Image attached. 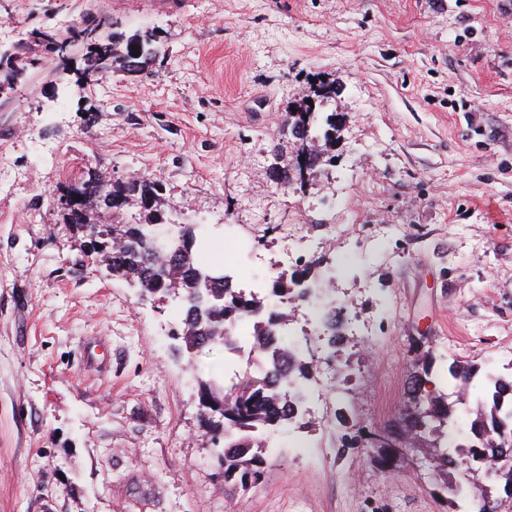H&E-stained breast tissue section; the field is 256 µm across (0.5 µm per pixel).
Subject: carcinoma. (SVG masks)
<instances>
[{"label": "carcinoma", "mask_w": 512, "mask_h": 512, "mask_svg": "<svg viewBox=\"0 0 512 512\" xmlns=\"http://www.w3.org/2000/svg\"><path fill=\"white\" fill-rule=\"evenodd\" d=\"M101 50L89 57L86 68L101 71L110 57V47L106 36L99 35ZM142 48V52L132 54V47ZM127 57L124 66L130 71L139 72L148 66L153 55L149 39L139 34L131 36L126 45ZM308 137L330 141L329 131L336 129V114L326 116L317 111L311 112L308 121ZM130 191L137 193L138 202L158 194L157 185L147 179L131 185ZM90 199L99 202L104 208L111 209L121 203L127 204L129 198L121 186L108 187L90 195ZM138 224H109L96 226V234L103 242L112 239L119 241L112 250V263L126 281L136 284L151 296H163L169 291L171 283L159 279L153 272L148 259L147 246L139 235ZM200 266L195 250L188 251L181 258V287L179 292L185 298L183 327L193 328L197 334L189 340L204 348L211 344L207 333L219 326H228L243 320L249 321L253 315L243 310L252 302H261V298L247 296L243 291L226 280L215 287L214 293L224 295V303L215 300L199 305L194 302L196 288L191 281L192 269ZM280 314L266 315L265 320L253 324L254 343L251 348L256 360V374H245L239 383L220 393L210 388L221 386L219 369H210L209 376L200 381L199 404L202 409H212L214 405L223 407V419L205 420L203 427L213 439L223 442L224 479L240 476V481H258L263 475V457L258 434L262 431L288 425L295 419V410L302 408V396L299 393L285 395L280 391L281 382L290 377L300 380L309 378L308 363L292 353L280 348H267L268 339L276 330L274 320ZM432 356L424 354L417 369L408 377L406 407L398 413L387 428L400 429L419 439V444L436 449L435 457L439 476L444 481L461 471L477 473L490 465V459L497 457L498 448L503 441L512 448V378L496 377L487 374L479 378L480 369L472 364L452 361L448 365L450 384L458 389L459 395L451 393L437 394L425 389L430 374ZM473 393L477 396V407L473 411L469 432L464 442L455 449L441 443V436L448 432L449 426L456 422L458 412L465 405L461 395ZM341 430L336 435L340 448L362 449L378 454L383 466H388L391 453L395 449L376 446L366 437L363 428L349 420L343 409L336 412ZM476 512H504V499L496 495H480L475 499Z\"/></svg>", "instance_id": "obj_1"}]
</instances>
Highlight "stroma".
<instances>
[{"label":"stroma","mask_w":512,"mask_h":512,"mask_svg":"<svg viewBox=\"0 0 512 512\" xmlns=\"http://www.w3.org/2000/svg\"><path fill=\"white\" fill-rule=\"evenodd\" d=\"M0 0L29 50L0 81V512H448L428 450L395 468L305 429L266 434L259 482L225 480L201 423L208 368L236 380L224 348L187 357L175 302H143L95 262L60 203L89 174L159 184L167 221L235 249L238 288L269 285L282 233L321 239L305 263L331 290L285 304L302 327L322 306L376 321L373 345L305 334L314 368L349 378L357 426L403 407L420 348L448 390L455 360L512 375V0ZM152 31L139 73L85 80V28ZM62 34L66 54L44 35ZM339 92L337 141L318 174L274 183L278 135L320 80Z\"/></svg>","instance_id":"1"}]
</instances>
